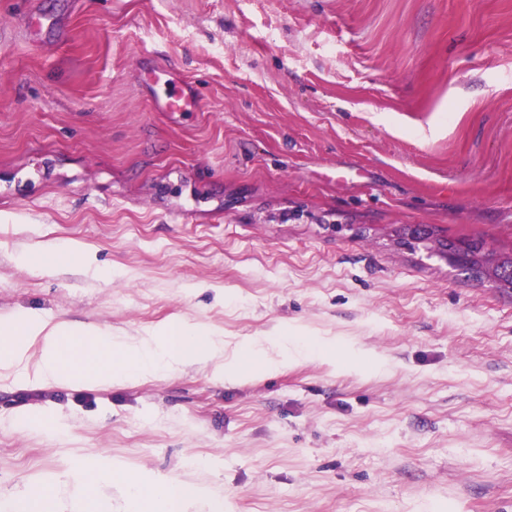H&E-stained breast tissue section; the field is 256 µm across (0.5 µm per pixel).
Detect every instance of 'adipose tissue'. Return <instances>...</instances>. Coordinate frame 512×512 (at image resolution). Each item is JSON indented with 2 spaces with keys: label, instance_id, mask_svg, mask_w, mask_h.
Listing matches in <instances>:
<instances>
[{
  "label": "adipose tissue",
  "instance_id": "adipose-tissue-1",
  "mask_svg": "<svg viewBox=\"0 0 512 512\" xmlns=\"http://www.w3.org/2000/svg\"><path fill=\"white\" fill-rule=\"evenodd\" d=\"M24 264H69L107 277V270L93 266L89 255L73 246L48 243L20 256ZM267 337H254L247 349L233 359L224 357V336L214 328L171 320L148 329L141 336L103 332L90 324L54 322L36 312L0 318V376L13 375L43 386L84 385L107 388L150 378L159 372H176L196 362L213 363L215 377L227 382L280 370L286 363L287 342H280L279 357L268 354ZM37 358H30L31 347ZM82 485H108L120 490L129 512H189L191 505L209 497L203 486L131 471L120 464L98 461L82 466Z\"/></svg>",
  "mask_w": 512,
  "mask_h": 512
}]
</instances>
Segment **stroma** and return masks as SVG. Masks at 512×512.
<instances>
[{"label":"stroma","mask_w":512,"mask_h":512,"mask_svg":"<svg viewBox=\"0 0 512 512\" xmlns=\"http://www.w3.org/2000/svg\"><path fill=\"white\" fill-rule=\"evenodd\" d=\"M38 6L62 35L28 42ZM196 86L157 112L144 68ZM512 0H0V317L336 343L234 384L0 381V495L112 459L229 512H512ZM57 241L112 279L19 262ZM61 417L52 434L13 426ZM468 251L470 255V262L469 267L465 270L471 271L472 273L479 274L478 269L483 270V264L490 263L492 260L496 261L489 255H485L484 253V241L481 238H472L467 241ZM500 263V267L504 268L505 270L509 268V266L512 267V259L511 260H503V261H496Z\"/></svg>","instance_id":"stroma-1"}]
</instances>
